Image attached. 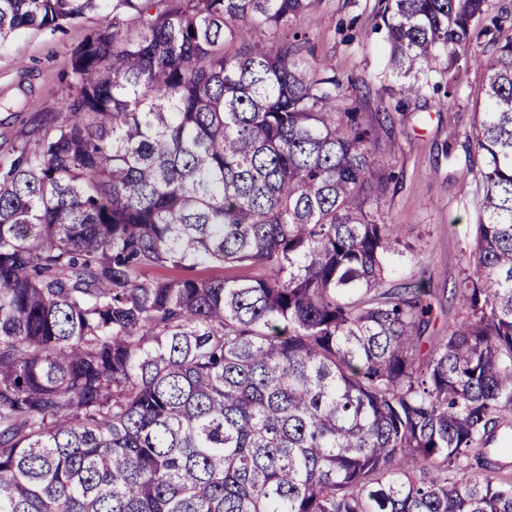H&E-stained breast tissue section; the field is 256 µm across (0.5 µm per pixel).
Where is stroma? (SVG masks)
<instances>
[{
  "label": "stroma",
  "instance_id": "1",
  "mask_svg": "<svg viewBox=\"0 0 512 512\" xmlns=\"http://www.w3.org/2000/svg\"><path fill=\"white\" fill-rule=\"evenodd\" d=\"M379 10V0H323L318 12L293 18L289 26L306 33L310 63L327 65L340 79L368 84L370 92L362 98L345 88L341 107L356 106L368 121L383 107L392 109V137L376 148L385 169L395 175L380 209L400 251L387 281L416 282L431 291L434 314L428 333L438 336L464 316L451 290L474 258L482 185L476 176L481 157L466 153L463 143L477 121L485 72L461 64L452 74L457 93L450 100L428 88L402 99L400 82L387 68ZM106 15L99 8L54 31L28 28L0 39V165L21 148H33L48 131L51 115L67 98L62 75Z\"/></svg>",
  "mask_w": 512,
  "mask_h": 512
}]
</instances>
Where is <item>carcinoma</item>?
<instances>
[{"mask_svg": "<svg viewBox=\"0 0 512 512\" xmlns=\"http://www.w3.org/2000/svg\"><path fill=\"white\" fill-rule=\"evenodd\" d=\"M321 3L112 0L77 50L0 174V512H512L472 473L512 415V37L381 0L402 94L486 72L467 315L428 336L430 291L386 286L392 127L288 28ZM102 4L0 0V37Z\"/></svg>", "mask_w": 512, "mask_h": 512, "instance_id": "obj_1", "label": "carcinoma"}]
</instances>
